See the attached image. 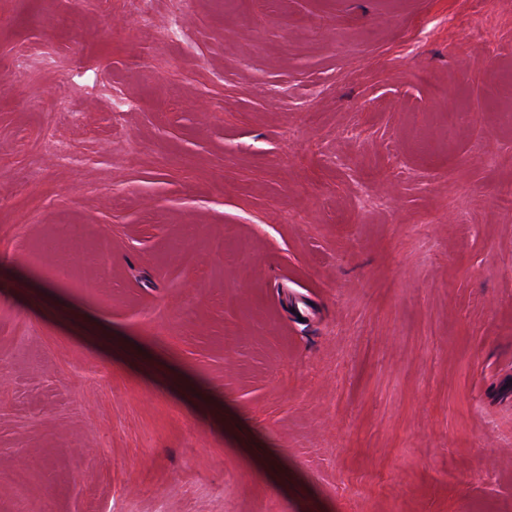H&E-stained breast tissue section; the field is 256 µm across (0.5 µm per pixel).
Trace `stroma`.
I'll use <instances>...</instances> for the list:
<instances>
[{
	"label": "stroma",
	"mask_w": 512,
	"mask_h": 512,
	"mask_svg": "<svg viewBox=\"0 0 512 512\" xmlns=\"http://www.w3.org/2000/svg\"><path fill=\"white\" fill-rule=\"evenodd\" d=\"M0 512H512V0H0Z\"/></svg>",
	"instance_id": "stroma-1"
}]
</instances>
